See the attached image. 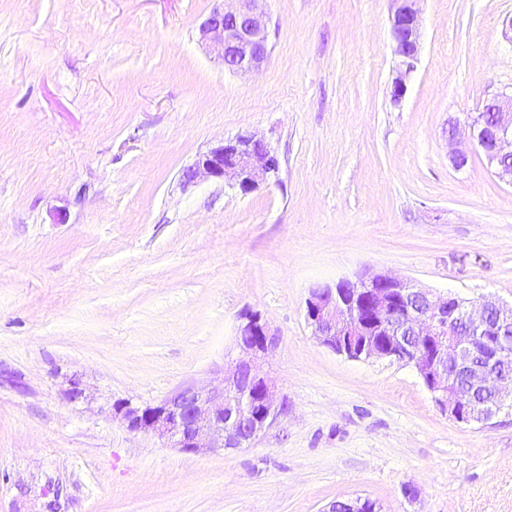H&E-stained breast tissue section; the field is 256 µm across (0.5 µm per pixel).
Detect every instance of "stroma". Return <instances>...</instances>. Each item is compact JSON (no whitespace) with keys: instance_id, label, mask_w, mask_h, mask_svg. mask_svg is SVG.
Listing matches in <instances>:
<instances>
[{"instance_id":"stroma-1","label":"stroma","mask_w":512,"mask_h":512,"mask_svg":"<svg viewBox=\"0 0 512 512\" xmlns=\"http://www.w3.org/2000/svg\"><path fill=\"white\" fill-rule=\"evenodd\" d=\"M216 3L0 0V512H512V412L456 423L412 366L305 319L310 288L376 271L512 303V186L447 140L512 89V0H420L398 105L391 0H262L271 53L245 74L199 39ZM245 132L275 178L182 182ZM246 309L287 404L250 447L185 453L113 415L220 379Z\"/></svg>"}]
</instances>
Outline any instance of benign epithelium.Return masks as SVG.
Listing matches in <instances>:
<instances>
[{
  "label": "benign epithelium",
  "instance_id": "obj_1",
  "mask_svg": "<svg viewBox=\"0 0 512 512\" xmlns=\"http://www.w3.org/2000/svg\"><path fill=\"white\" fill-rule=\"evenodd\" d=\"M214 7L201 23L202 41L233 73L259 68L268 59V35L256 3L233 0ZM391 32L398 58L392 102L405 95L419 58L421 27L417 0H392ZM477 145L494 174L512 185V92L487 99L482 113L448 123L450 161L468 166L465 142ZM279 171L269 144L242 134L200 155L182 173L224 181L247 194ZM305 316L324 346L353 360L389 358L412 366L439 409L457 423H488L512 400V373L502 366L512 345V305L492 297L479 302L421 288L391 273L310 289ZM237 356H227L220 382L189 384L155 404L113 405L131 432L151 434L188 453L250 447L285 410L260 372V361L277 345L260 314L239 315ZM428 340L430 356L413 352L410 339Z\"/></svg>",
  "mask_w": 512,
  "mask_h": 512
}]
</instances>
